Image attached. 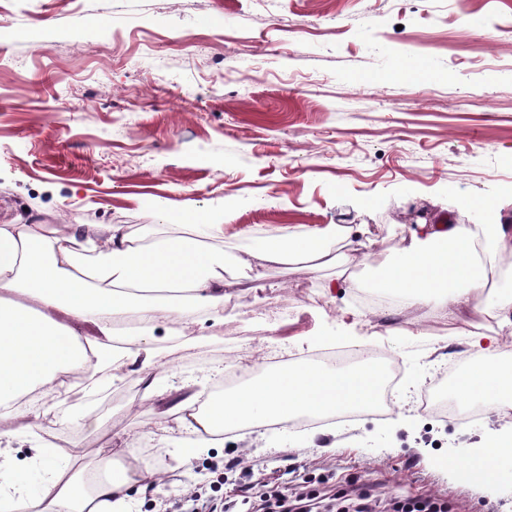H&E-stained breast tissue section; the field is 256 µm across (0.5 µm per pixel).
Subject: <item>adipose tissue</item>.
<instances>
[{
    "mask_svg": "<svg viewBox=\"0 0 512 512\" xmlns=\"http://www.w3.org/2000/svg\"><path fill=\"white\" fill-rule=\"evenodd\" d=\"M177 236L158 235L145 225L142 236L122 226L100 224H0V512H126L129 491L156 493L162 468L143 461L129 464L128 448L103 441L101 471L75 468L50 441L66 420L56 408L72 394L123 381L131 369L145 375L166 364L152 343L157 325H166L177 346L195 347L199 330L224 311V252L212 241L219 224L203 227L183 214ZM353 227L313 228L300 236L269 241L257 257L266 263L308 261L311 270L330 254L329 244L353 245ZM502 258L512 274V234L493 215L476 237L463 224H421L397 261L378 271V286L409 308L439 299L443 308L472 303L487 284V250ZM134 313L133 330H120L119 317ZM477 355L462 373L454 395L470 403L480 392L494 395L493 412L505 417L497 438L473 458L455 464L456 477L471 484L491 480L512 464V357L490 356L481 335L470 337ZM382 383L371 361L339 369L323 364L288 366L250 377L229 395L212 396L193 381L163 412L166 426L156 433L170 444L169 428L182 438L170 456L188 466L208 455L216 437L241 426L288 425L295 417H323L370 404ZM37 433L36 452L25 460L11 443ZM47 474L39 491L29 486L32 470Z\"/></svg>",
    "mask_w": 512,
    "mask_h": 512,
    "instance_id": "1",
    "label": "adipose tissue"
}]
</instances>
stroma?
Segmentation results:
<instances>
[{
  "mask_svg": "<svg viewBox=\"0 0 512 512\" xmlns=\"http://www.w3.org/2000/svg\"><path fill=\"white\" fill-rule=\"evenodd\" d=\"M424 65L425 81L400 77ZM512 225V0H0V222L156 225L173 215L222 223L224 319L212 342L176 352L171 373L213 391L215 369L263 349L266 367L302 353L330 327L375 337L399 361L389 418L228 434L193 469L157 457L161 495L188 486L241 512L288 479H310L327 505L357 482L386 497L447 500L449 512H512V466L465 485L448 468L499 429L422 413L416 398L472 350L459 328L489 332L498 291L452 315L436 306H377L342 315L373 290L420 224L478 228L485 202ZM330 224L364 246L320 272L261 266L273 238ZM418 333L407 340L405 331ZM139 374L61 405L55 436L96 465L101 438L146 457L160 405Z\"/></svg>",
  "mask_w": 512,
  "mask_h": 512,
  "instance_id": "35a3bbf8",
  "label": "stroma"
}]
</instances>
